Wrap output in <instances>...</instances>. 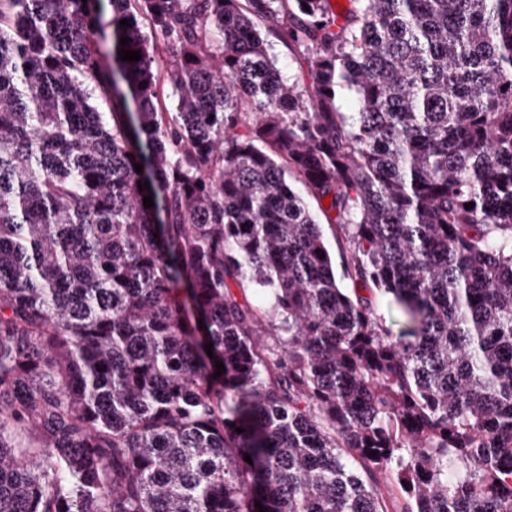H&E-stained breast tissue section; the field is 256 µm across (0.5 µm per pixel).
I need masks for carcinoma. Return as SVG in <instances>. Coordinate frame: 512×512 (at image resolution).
Returning <instances> with one entry per match:
<instances>
[{"instance_id": "carcinoma-1", "label": "carcinoma", "mask_w": 512, "mask_h": 512, "mask_svg": "<svg viewBox=\"0 0 512 512\" xmlns=\"http://www.w3.org/2000/svg\"><path fill=\"white\" fill-rule=\"evenodd\" d=\"M108 2L0 0V512H512V0ZM271 40L269 52L274 56L276 65L284 73L300 75L301 69L306 70L303 56L298 52L295 46L281 41ZM308 204L320 224L321 233L336 267L337 277L340 278L342 277L343 266L349 257L345 240L340 237L335 225L327 224L323 218H320V205L313 199H308ZM373 297L377 316L383 321L385 327L391 331L393 339H398L403 326L397 314V307L392 301V296L382 292H374Z\"/></svg>"}]
</instances>
